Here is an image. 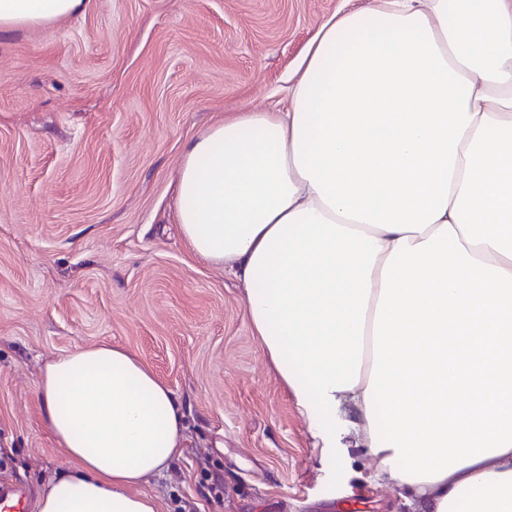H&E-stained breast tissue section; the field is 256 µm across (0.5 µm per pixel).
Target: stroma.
<instances>
[{"mask_svg": "<svg viewBox=\"0 0 512 512\" xmlns=\"http://www.w3.org/2000/svg\"><path fill=\"white\" fill-rule=\"evenodd\" d=\"M343 0H92L0 33V485L70 462L41 421L43 362L101 340L181 400L182 456L142 485L161 512H409L354 438L321 448L268 362L239 281L176 224L183 143L284 105Z\"/></svg>", "mask_w": 512, "mask_h": 512, "instance_id": "obj_1", "label": "stroma"}]
</instances>
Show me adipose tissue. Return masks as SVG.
I'll return each instance as SVG.
<instances>
[{
  "mask_svg": "<svg viewBox=\"0 0 512 512\" xmlns=\"http://www.w3.org/2000/svg\"><path fill=\"white\" fill-rule=\"evenodd\" d=\"M89 5L0 0V32ZM176 199L324 447L353 434L420 512H512V0H346L284 110L185 144ZM37 391L74 462L37 512H159L184 413L140 357L78 347Z\"/></svg>",
  "mask_w": 512,
  "mask_h": 512,
  "instance_id": "obj_1",
  "label": "adipose tissue"
}]
</instances>
